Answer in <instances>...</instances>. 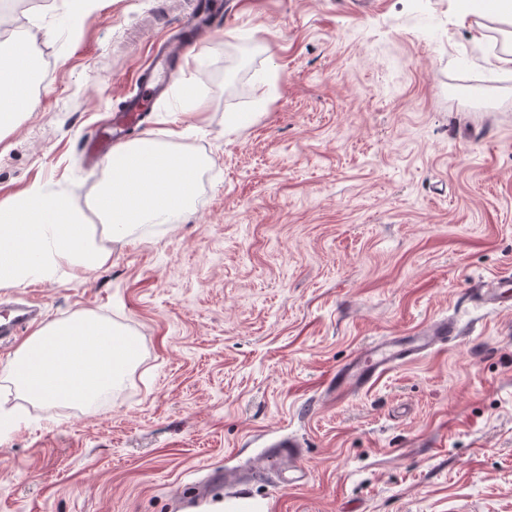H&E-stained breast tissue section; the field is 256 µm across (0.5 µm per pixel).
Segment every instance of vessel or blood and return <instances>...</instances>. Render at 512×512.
<instances>
[{
  "instance_id": "1",
  "label": "vessel or blood",
  "mask_w": 512,
  "mask_h": 512,
  "mask_svg": "<svg viewBox=\"0 0 512 512\" xmlns=\"http://www.w3.org/2000/svg\"><path fill=\"white\" fill-rule=\"evenodd\" d=\"M214 21L206 5L198 4L179 15L151 43L147 58L131 78L136 92L125 102L121 115L111 125L98 129L86 145L90 162H98L111 154L114 147L125 143L129 129L140 122L147 103L156 102L168 91L174 74L176 58L191 48L200 46L213 31ZM471 300L501 312L512 311V275L501 274L479 281L470 288ZM41 307L29 301L15 309L8 322H0V345L8 344L28 325L38 320ZM458 334L457 324L450 318L428 321L404 336H391L363 348L347 362L338 366L326 388L336 398L358 394L372 386L394 366L411 362L425 353L447 346ZM264 466L279 471L283 484L290 487L305 485L310 478L306 454L293 437L281 436L270 441L263 460Z\"/></svg>"
}]
</instances>
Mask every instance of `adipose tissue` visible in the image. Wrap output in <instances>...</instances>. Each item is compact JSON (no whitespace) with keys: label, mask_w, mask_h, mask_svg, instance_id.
<instances>
[{"label":"adipose tissue","mask_w":512,"mask_h":512,"mask_svg":"<svg viewBox=\"0 0 512 512\" xmlns=\"http://www.w3.org/2000/svg\"><path fill=\"white\" fill-rule=\"evenodd\" d=\"M31 56L20 40L0 50V131L35 106ZM203 160L171 151L144 137L113 149L109 178L90 211L62 195L33 185L27 193L0 202V288L56 280L62 268L89 272L109 263L111 242L131 225L156 224L187 209ZM104 216L94 234L88 213ZM138 361L131 334L101 317L82 314L50 323L24 342L6 375L23 399L92 407L101 393L120 388Z\"/></svg>","instance_id":"1"}]
</instances>
